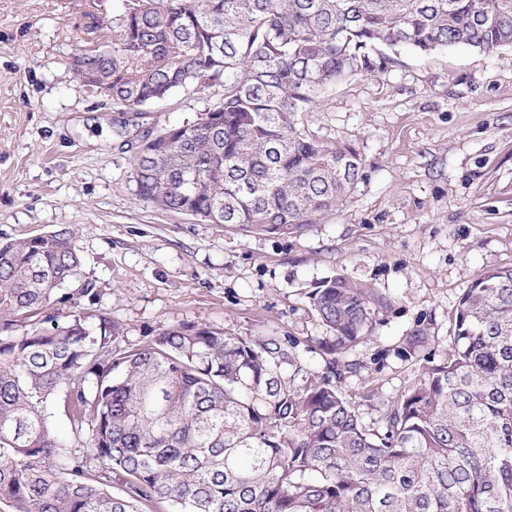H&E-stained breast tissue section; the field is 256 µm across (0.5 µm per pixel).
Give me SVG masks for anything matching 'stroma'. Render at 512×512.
Returning a JSON list of instances; mask_svg holds the SVG:
<instances>
[{
	"label": "stroma",
	"mask_w": 512,
	"mask_h": 512,
	"mask_svg": "<svg viewBox=\"0 0 512 512\" xmlns=\"http://www.w3.org/2000/svg\"><path fill=\"white\" fill-rule=\"evenodd\" d=\"M121 0H0V242L76 232L82 280L38 318L106 316L128 352L195 323L287 342L310 370L328 332L311 294L334 276L377 301L367 338L346 354L342 391L376 427L387 399L452 344L458 300L487 271L512 266V46L391 53L384 70L326 88L297 127L350 146L364 178L324 223L288 236L238 232L143 199L133 161L202 104L179 92L147 112H117L76 86L72 56L111 41ZM424 332L418 356L401 348Z\"/></svg>",
	"instance_id": "stroma-1"
}]
</instances>
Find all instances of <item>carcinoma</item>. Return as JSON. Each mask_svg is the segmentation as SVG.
Masks as SVG:
<instances>
[{
    "label": "carcinoma",
    "instance_id": "cac0c4a2",
    "mask_svg": "<svg viewBox=\"0 0 512 512\" xmlns=\"http://www.w3.org/2000/svg\"><path fill=\"white\" fill-rule=\"evenodd\" d=\"M512 46V0H122L112 44L76 54L117 112L180 91L203 102L134 164L167 211L288 235L321 224L363 179L360 154L295 116L379 46ZM223 90L219 102L209 90ZM74 230L0 242V506L7 512H512V267L459 298L453 347L365 426L338 355L375 316L344 277L312 294L326 330L311 371L271 338L179 324L136 351L106 316L14 334L11 317L68 296ZM69 424L61 436L49 411Z\"/></svg>",
    "mask_w": 512,
    "mask_h": 512
}]
</instances>
